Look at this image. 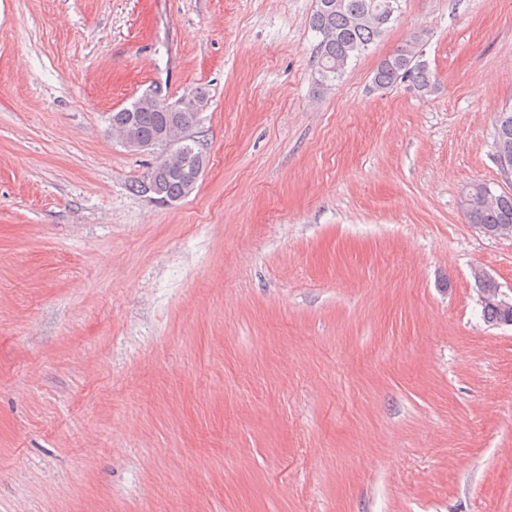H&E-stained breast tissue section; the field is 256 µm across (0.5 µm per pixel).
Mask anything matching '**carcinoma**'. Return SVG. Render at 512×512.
<instances>
[{
  "label": "carcinoma",
  "instance_id": "obj_1",
  "mask_svg": "<svg viewBox=\"0 0 512 512\" xmlns=\"http://www.w3.org/2000/svg\"><path fill=\"white\" fill-rule=\"evenodd\" d=\"M388 0H318L311 17V29L321 36L317 48L315 82L330 86L339 80L349 62L361 55L369 45L379 39L395 20L385 10ZM425 34L413 36L392 54L382 59L374 73V83L379 88H389L407 82L415 91L426 95L432 91L431 73L419 60ZM207 104L206 92L194 88L181 111L170 112L163 108L142 106L134 101L129 106V133L133 139L148 142L177 124L185 130L182 144L184 157L189 162L206 159L199 141L190 134L198 125V113ZM493 145L495 153L512 158V108L501 111L495 121ZM197 183L181 171V162H157L147 168L133 190L145 197L153 196L158 204L180 201L192 193ZM469 203L463 207L469 223L490 231H512V193L494 192L488 185L478 183L468 191Z\"/></svg>",
  "mask_w": 512,
  "mask_h": 512
}]
</instances>
